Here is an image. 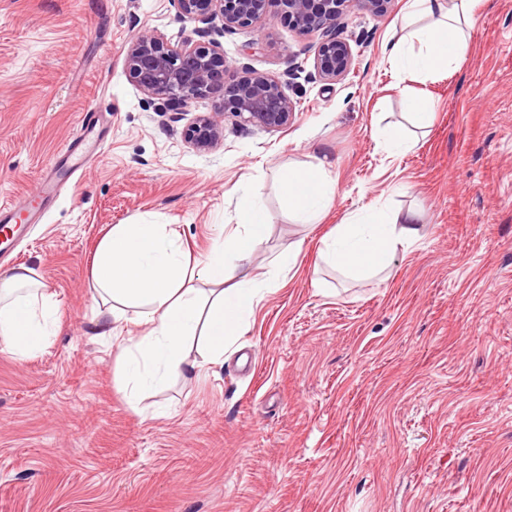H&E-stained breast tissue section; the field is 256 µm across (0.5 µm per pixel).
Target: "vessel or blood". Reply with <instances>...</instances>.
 I'll return each mask as SVG.
<instances>
[{
  "instance_id": "vessel-or-blood-1",
  "label": "vessel or blood",
  "mask_w": 512,
  "mask_h": 512,
  "mask_svg": "<svg viewBox=\"0 0 512 512\" xmlns=\"http://www.w3.org/2000/svg\"><path fill=\"white\" fill-rule=\"evenodd\" d=\"M103 126L102 113L96 109L87 110L82 120L83 141L70 143L60 150L49 173L35 190L36 202L22 210L12 203L0 206V258L5 256L26 225L38 223L61 186L78 179L87 156L102 151L106 145Z\"/></svg>"
}]
</instances>
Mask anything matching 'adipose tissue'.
<instances>
[{
    "instance_id": "ef3b65f1",
    "label": "adipose tissue",
    "mask_w": 512,
    "mask_h": 512,
    "mask_svg": "<svg viewBox=\"0 0 512 512\" xmlns=\"http://www.w3.org/2000/svg\"><path fill=\"white\" fill-rule=\"evenodd\" d=\"M476 2L407 0L404 33L387 47L391 66L423 76L454 70ZM281 186L289 210L307 224L318 220L334 192L321 165L288 169ZM267 221L258 205L241 209L225 246L214 247L198 265L197 278L214 286L208 296L188 286L180 237L168 225L118 224L99 241L91 262L92 298L106 322L125 332L116 362L131 407L170 377L223 362L268 288L251 273L234 276L226 256L249 260L265 238ZM419 233L415 214L391 216L370 207L344 217L325 235L320 257L345 275L379 274ZM59 328V304L29 267L18 266L0 279V348L29 358ZM194 339L201 349L192 360L187 345Z\"/></svg>"
}]
</instances>
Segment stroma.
Instances as JSON below:
<instances>
[{"mask_svg":"<svg viewBox=\"0 0 512 512\" xmlns=\"http://www.w3.org/2000/svg\"><path fill=\"white\" fill-rule=\"evenodd\" d=\"M405 2L351 10L336 84L314 77L318 36L282 20L221 37L227 78L299 67L295 118L225 122L200 153L183 131L217 97L160 111L124 64L141 29L192 37L172 0H0V204L39 184L88 108L109 130L0 263L32 267L61 315L36 355L0 351V512H512V0H480L459 65L428 79L383 54ZM412 96L434 102L429 127L410 126ZM392 125L411 150L386 151ZM317 164L335 193L311 225L279 175ZM251 201L270 215L250 264L269 291L223 365L171 378L162 416L136 413L90 297L96 245L117 224H169L196 261ZM379 203L414 210L420 239L378 276L313 278L321 237Z\"/></svg>","mask_w":512,"mask_h":512,"instance_id":"1","label":"stroma"}]
</instances>
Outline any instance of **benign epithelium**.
<instances>
[{
  "label": "benign epithelium",
  "mask_w": 512,
  "mask_h": 512,
  "mask_svg": "<svg viewBox=\"0 0 512 512\" xmlns=\"http://www.w3.org/2000/svg\"><path fill=\"white\" fill-rule=\"evenodd\" d=\"M179 15L198 24V40L172 45L152 29L138 31L131 40L125 67L146 102L162 100L168 110L185 112L197 99L220 96L218 111L197 115L185 128V141L200 153L224 142V120L256 126L269 132L288 127L296 103L285 93L282 81L248 69L225 80L224 36L273 15L304 35L319 38L314 59L315 76L326 83L344 79L353 62L345 18L351 5L383 15L394 0H172Z\"/></svg>",
  "instance_id": "benign-epithelium-1"
}]
</instances>
